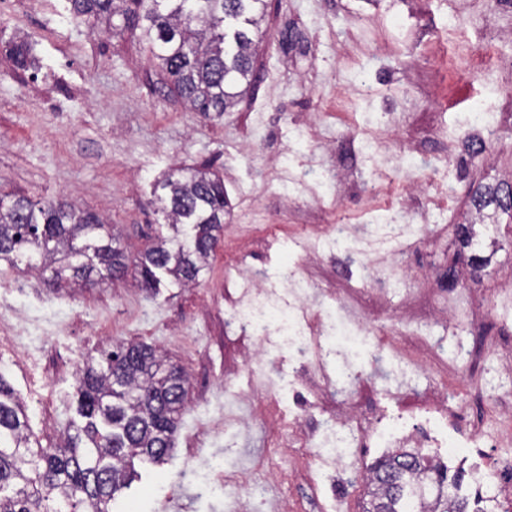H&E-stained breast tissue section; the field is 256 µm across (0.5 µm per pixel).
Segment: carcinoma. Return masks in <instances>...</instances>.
Here are the masks:
<instances>
[{
	"mask_svg": "<svg viewBox=\"0 0 512 512\" xmlns=\"http://www.w3.org/2000/svg\"><path fill=\"white\" fill-rule=\"evenodd\" d=\"M75 18L108 28L139 31L172 79L177 93L203 113L235 106L252 84L253 57L265 0H70ZM9 56L25 69L29 48L12 45ZM502 180L471 195L477 219H512ZM163 199L171 227L188 224L185 240L160 236L135 258L117 245L110 225L65 201L38 202L15 193L0 196V262L29 268L52 284L92 287L122 279L134 266L145 287L168 273L181 283L198 281L223 229L224 181L189 170L167 179ZM188 377L156 348L119 343L99 352L78 376L77 414L54 446L32 438L27 410L0 372V512H112V502L135 477V460L160 464L186 407ZM426 483L418 512L469 510L457 494L462 472L448 474L415 449L376 462L366 512H405L409 484Z\"/></svg>",
	"mask_w": 512,
	"mask_h": 512,
	"instance_id": "obj_1",
	"label": "carcinoma"
}]
</instances>
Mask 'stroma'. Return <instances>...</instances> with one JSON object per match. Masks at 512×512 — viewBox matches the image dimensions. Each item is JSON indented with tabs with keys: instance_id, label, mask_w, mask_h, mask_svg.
<instances>
[{
	"instance_id": "35a3bbf8",
	"label": "stroma",
	"mask_w": 512,
	"mask_h": 512,
	"mask_svg": "<svg viewBox=\"0 0 512 512\" xmlns=\"http://www.w3.org/2000/svg\"><path fill=\"white\" fill-rule=\"evenodd\" d=\"M251 89L233 108L203 116L172 89L149 49L133 34L76 20L69 0H25L0 8V195L16 191L62 198L103 217L119 245L137 254L168 233L162 184L178 169L208 167L224 180V230L197 284L161 274L157 287L126 276L93 289L54 291L34 272L0 264V311L21 319L24 357L0 363L27 405L40 441L76 419L74 393L84 359L119 342H145L188 374L187 408L175 446L160 465L137 463V478L113 512H234L224 486L202 489L195 471L222 460L246 467L273 457L286 426L241 422L242 399L257 375L286 416L301 413L318 431L329 374L352 391L359 410L389 421L425 411L424 396L442 389L469 402L473 427L487 429L497 398L512 396V378L496 399L479 390L499 363L512 362V236L502 224L481 227L480 244L464 246L459 225L472 222L470 191L512 176V70L488 71L512 56V9L496 0H266ZM456 22H449V14ZM27 42L36 69L15 68L6 50ZM65 109L51 111L59 95ZM494 99L497 131L465 126L457 97ZM392 113L391 129L375 119ZM489 138L488 157L472 147ZM401 165L385 189L369 186L383 150ZM416 225L403 276L412 304L453 310L469 324L471 355L429 350L425 371L400 374L398 361L374 359L355 336L333 342L325 373L305 371L276 329L261 340L225 333L241 294L227 262L242 234L270 278L254 293L261 305H296L285 276L318 284L328 327L350 313L383 324L407 341L408 330L374 289L348 290L360 265L347 253L304 264L297 226L335 223ZM488 257L480 271L471 254ZM364 448L348 465L315 473L319 451H303L298 475L274 486L288 512H362L367 484L357 471L386 456Z\"/></svg>"
}]
</instances>
